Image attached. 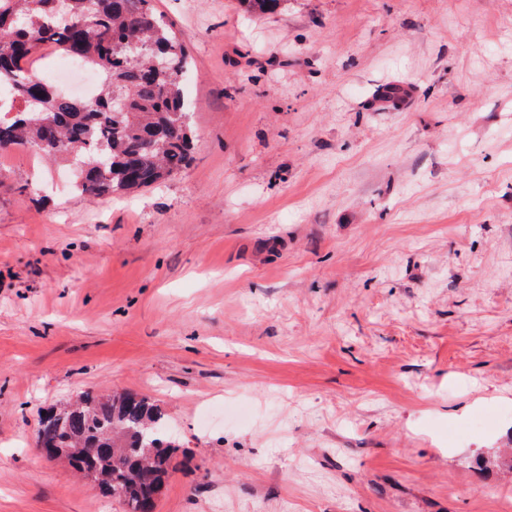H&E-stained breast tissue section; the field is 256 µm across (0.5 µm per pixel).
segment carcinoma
I'll list each match as a JSON object with an SVG mask.
<instances>
[{"mask_svg": "<svg viewBox=\"0 0 512 512\" xmlns=\"http://www.w3.org/2000/svg\"><path fill=\"white\" fill-rule=\"evenodd\" d=\"M72 0L70 19L54 17V0H0V88L14 116L0 118V154L31 148L47 160H75L73 187L89 198L124 195L158 184L191 161L189 103L180 75L185 47L153 0ZM251 13L272 12L280 0H240ZM46 45L95 70L99 94L83 100L57 91L29 64ZM38 439L62 451L75 470L94 472L99 492L125 512H155L177 469L176 439L149 398L87 392L59 420L45 413Z\"/></svg>", "mask_w": 512, "mask_h": 512, "instance_id": "1", "label": "carcinoma"}]
</instances>
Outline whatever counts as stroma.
<instances>
[{"instance_id":"obj_1","label":"stroma","mask_w":512,"mask_h":512,"mask_svg":"<svg viewBox=\"0 0 512 512\" xmlns=\"http://www.w3.org/2000/svg\"><path fill=\"white\" fill-rule=\"evenodd\" d=\"M154 4L189 168L0 155V512H124L36 448L85 391L167 415L156 512H507L512 0Z\"/></svg>"}]
</instances>
